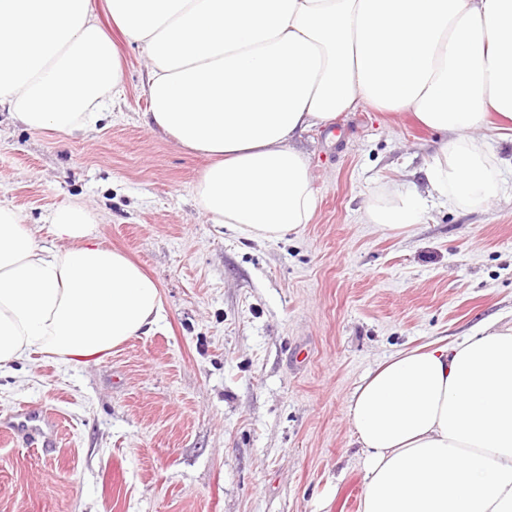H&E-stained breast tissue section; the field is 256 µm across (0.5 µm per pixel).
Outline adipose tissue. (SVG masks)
Here are the masks:
<instances>
[{"instance_id":"1","label":"adipose tissue","mask_w":512,"mask_h":512,"mask_svg":"<svg viewBox=\"0 0 512 512\" xmlns=\"http://www.w3.org/2000/svg\"><path fill=\"white\" fill-rule=\"evenodd\" d=\"M147 58L145 119L210 158L194 184L210 223L275 240L317 209L298 133L370 104L445 139L428 197L396 184L367 223H418L428 200L499 191L491 143L512 122V0H107ZM123 91L92 0H0V110L85 130ZM55 245L0 205V368L34 354L97 359L161 318L156 281L104 246L95 216L52 215ZM361 512H512V326L393 354L354 390Z\"/></svg>"}]
</instances>
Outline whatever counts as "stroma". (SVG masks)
I'll use <instances>...</instances> for the list:
<instances>
[{
    "label": "stroma",
    "instance_id": "obj_1",
    "mask_svg": "<svg viewBox=\"0 0 512 512\" xmlns=\"http://www.w3.org/2000/svg\"><path fill=\"white\" fill-rule=\"evenodd\" d=\"M124 96L90 128L30 129L0 112V205L42 243L78 204L98 238L159 285L163 318L89 363L33 355L0 369V419L48 409L55 448L0 441V512H360L348 418L393 353L512 322V143L485 207L432 205L387 228L362 220L389 183L425 195L443 136L363 106L303 134L319 207L283 239L209 223L208 165L147 126L146 58L93 0Z\"/></svg>",
    "mask_w": 512,
    "mask_h": 512
}]
</instances>
